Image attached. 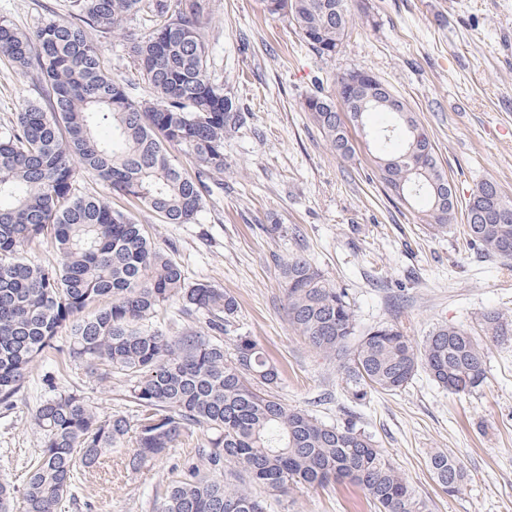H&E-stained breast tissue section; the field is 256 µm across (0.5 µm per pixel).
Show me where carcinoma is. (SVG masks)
<instances>
[{
	"label": "carcinoma",
	"instance_id": "carcinoma-1",
	"mask_svg": "<svg viewBox=\"0 0 512 512\" xmlns=\"http://www.w3.org/2000/svg\"><path fill=\"white\" fill-rule=\"evenodd\" d=\"M143 0H68L67 13L32 35L0 20V51L43 90L0 132V405L10 406L29 369L56 349L70 330L72 354L102 383L124 378L136 407L137 470L175 448L193 427L210 433L204 473L185 467L156 512H266L263 500L217 475L228 462L273 495L299 487L348 481L378 512H427L426 503L355 422L326 423L290 408L269 391L278 370L249 336L224 351V325L237 312L234 297L206 282L189 284L181 267L148 237L145 224H188L204 208L206 179L224 174V135L241 115L208 75L201 35L204 0H153V29L130 47L150 89L135 97L101 66L90 28L117 31ZM271 16H286L319 56L336 53L352 26L348 0H260ZM347 75L336 98L308 96L312 114L336 155L353 154L348 127L336 121L349 108ZM371 114L388 121L373 131L380 182L398 199L417 198L427 224L445 232L460 222L470 244L512 260V200L476 185L463 204L439 207L427 192L450 184L436 153L420 162L415 134L429 139L412 112L404 120L385 106L355 112L361 127ZM106 126L111 134L99 136ZM197 166L188 174L172 150ZM130 200L137 215L115 209L104 196L76 192L77 168ZM50 238L55 258L37 263L27 248ZM289 325L310 348L342 361L349 399L363 404L374 391L396 392L424 369L440 387L470 394L486 379L483 349L464 330L440 326L418 344L395 325L356 336L348 293L301 256L281 265ZM180 301L184 310L212 315L208 330L167 336L149 326L156 313ZM487 333L511 336L497 312L484 317ZM41 435L22 493L25 512H58L77 475L97 465L131 425L120 413L102 415L82 391L47 397L32 415ZM428 468L441 490L457 495L463 467L435 452Z\"/></svg>",
	"mask_w": 512,
	"mask_h": 512
}]
</instances>
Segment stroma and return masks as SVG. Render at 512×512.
<instances>
[{
	"label": "stroma",
	"mask_w": 512,
	"mask_h": 512,
	"mask_svg": "<svg viewBox=\"0 0 512 512\" xmlns=\"http://www.w3.org/2000/svg\"><path fill=\"white\" fill-rule=\"evenodd\" d=\"M66 0H0V18L32 33L65 13ZM353 25L336 55L322 57L288 18L263 13L259 0H206L201 33L208 73L244 118L224 139L229 163L193 224H151V241L180 265L188 283L210 282L234 296L238 312L225 351L249 336L277 364L275 395L327 423L353 415L415 487L429 512H512V337L487 336L484 316L512 324V261L484 255L461 226L436 233L380 183L373 151L353 135L355 153L331 151L303 108L305 98L336 92L344 72L362 69L390 85L427 130L459 199L495 180L512 198V0H349ZM152 26L150 11L117 34L91 32L100 59L133 95L146 85L128 54ZM39 92L0 52V126ZM281 231L268 235L267 225ZM305 256L346 289L356 332L393 324L414 339L439 325L465 330L482 345L487 378L469 395L449 393L425 371L397 392L352 403L335 359L311 349L288 323L281 265ZM58 351L35 362L12 409L0 407V482L22 489L40 447L31 416L49 392L81 389L101 413L136 411L121 376L99 383ZM208 435L194 430L177 448L126 469L134 435L100 468L80 474L59 512H154L184 465L200 462ZM455 457L466 479L444 494L427 461ZM269 512H375L352 486L296 488Z\"/></svg>",
	"instance_id": "obj_1"
}]
</instances>
